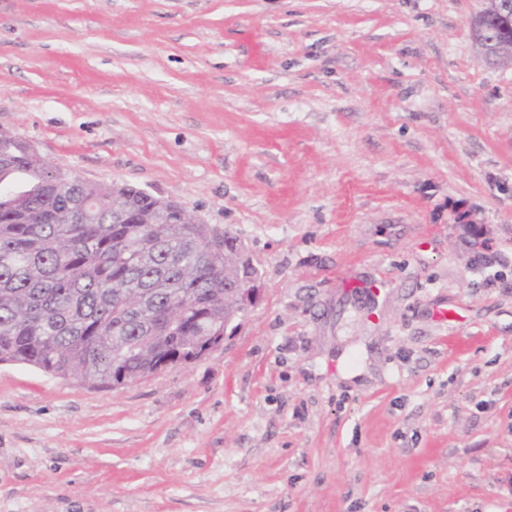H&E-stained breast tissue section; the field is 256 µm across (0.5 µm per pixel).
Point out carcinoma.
Instances as JSON below:
<instances>
[{
    "instance_id": "1",
    "label": "carcinoma",
    "mask_w": 512,
    "mask_h": 512,
    "mask_svg": "<svg viewBox=\"0 0 512 512\" xmlns=\"http://www.w3.org/2000/svg\"><path fill=\"white\" fill-rule=\"evenodd\" d=\"M126 184H57L0 140V362L111 388L189 364L224 340L250 261L238 236L182 224ZM138 219L127 224L119 212Z\"/></svg>"
}]
</instances>
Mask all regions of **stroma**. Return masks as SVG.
<instances>
[{"label": "stroma", "mask_w": 512, "mask_h": 512, "mask_svg": "<svg viewBox=\"0 0 512 512\" xmlns=\"http://www.w3.org/2000/svg\"><path fill=\"white\" fill-rule=\"evenodd\" d=\"M487 0H0V133L232 227L261 298L118 388L0 364V512H512V65Z\"/></svg>", "instance_id": "stroma-1"}]
</instances>
